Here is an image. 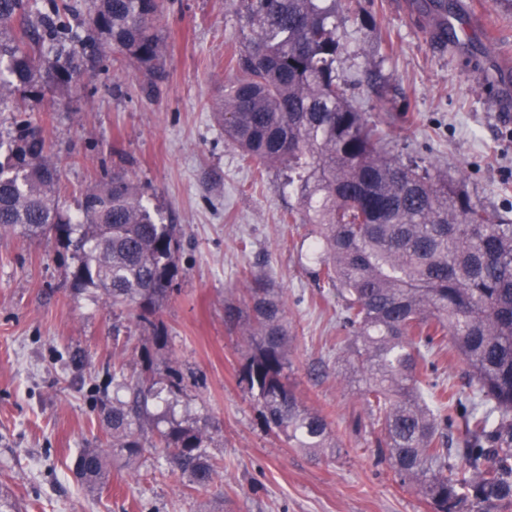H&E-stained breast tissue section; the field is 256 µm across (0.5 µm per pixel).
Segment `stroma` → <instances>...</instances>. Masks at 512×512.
<instances>
[{"label": "stroma", "mask_w": 512, "mask_h": 512, "mask_svg": "<svg viewBox=\"0 0 512 512\" xmlns=\"http://www.w3.org/2000/svg\"><path fill=\"white\" fill-rule=\"evenodd\" d=\"M495 27L452 47L434 41L421 0H350L338 69L354 104L402 160L463 180L472 198L512 221V0H480ZM165 76L153 92L131 65L87 64L70 94L46 90L36 120L53 145L59 199L74 210L122 166L147 205L182 227L174 292L153 327L74 282L55 241L0 233V512H432L375 454L377 428L353 366L336 348L341 301L319 287L313 225L279 169L243 160L214 108L250 31L237 0H165L156 22ZM280 288L293 337L286 374L307 406L329 415L336 446L319 456L270 429L242 378L248 347L224 323L247 273ZM160 387L133 462L112 463L87 496L81 449L112 439L102 417L126 383ZM178 390H169L173 378ZM204 429L214 482L190 486L155 451L171 422Z\"/></svg>", "instance_id": "35a3bbf8"}]
</instances>
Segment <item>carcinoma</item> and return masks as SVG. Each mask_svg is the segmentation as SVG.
Here are the masks:
<instances>
[{
	"mask_svg": "<svg viewBox=\"0 0 512 512\" xmlns=\"http://www.w3.org/2000/svg\"><path fill=\"white\" fill-rule=\"evenodd\" d=\"M253 36L235 59V77L216 117L225 138L265 168L288 171L303 221L318 229L316 279L342 301L341 353L365 382L364 401L381 438L377 455L434 512H490L512 506V223L473 200L461 182L404 162L387 149L382 127L348 97L337 63L343 51L337 0H240ZM163 0H90L80 34L78 4L0 0V104L67 94L99 38L121 60L162 77L155 20ZM62 47L51 56L38 47ZM0 232L53 239L78 262L76 281L147 322L170 299L181 229L144 205L140 185L105 175L65 212L58 166L43 127L16 109L0 133ZM224 322L244 328L250 355L243 379L266 424L318 455L336 447L329 416L305 406L288 382L290 336L280 289L251 274ZM448 348L467 366L470 392L419 390L433 350ZM127 401L104 412L112 448H85L76 460L84 488L108 484L109 457L144 451L139 430L146 380L126 385ZM461 416L465 442L449 447ZM203 429L180 423L160 432L171 471L195 486L213 482Z\"/></svg>",
	"mask_w": 512,
	"mask_h": 512,
	"instance_id": "1",
	"label": "carcinoma"
}]
</instances>
